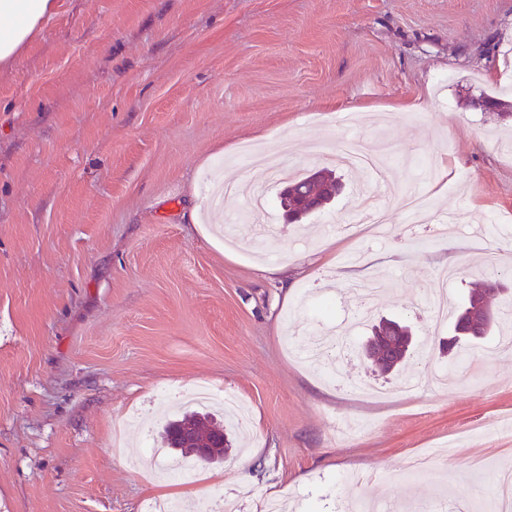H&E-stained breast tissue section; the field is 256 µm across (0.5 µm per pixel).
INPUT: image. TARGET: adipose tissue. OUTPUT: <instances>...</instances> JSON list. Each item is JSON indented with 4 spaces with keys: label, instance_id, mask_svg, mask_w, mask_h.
<instances>
[{
    "label": "adipose tissue",
    "instance_id": "adipose-tissue-1",
    "mask_svg": "<svg viewBox=\"0 0 512 512\" xmlns=\"http://www.w3.org/2000/svg\"><path fill=\"white\" fill-rule=\"evenodd\" d=\"M59 8L60 0H0V66L13 63Z\"/></svg>",
    "mask_w": 512,
    "mask_h": 512
}]
</instances>
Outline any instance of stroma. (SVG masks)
<instances>
[{
    "mask_svg": "<svg viewBox=\"0 0 512 512\" xmlns=\"http://www.w3.org/2000/svg\"><path fill=\"white\" fill-rule=\"evenodd\" d=\"M489 95L512 107V0H63L0 69V512L197 497L260 512L273 483L290 512H345L353 497L468 512L512 467L498 430L512 354L460 360L448 329L427 338L423 303L451 265L452 304L488 277L512 289V115L487 110ZM346 135L390 146V185L427 196L430 221L390 207L392 236L337 238L328 263L323 238L363 215L371 177L335 168L336 202L290 224L281 185L246 207L240 152L264 145L303 176L331 167L315 148ZM346 264L384 285L373 318L431 340L418 368L447 370L446 388L406 393L388 374L387 398L357 396L350 383L374 375L366 326L340 385L289 355L286 336L303 345L354 316ZM203 383L241 398L250 426L196 483L153 476L178 460L159 435L164 397ZM445 440V489L407 476Z\"/></svg>",
    "mask_w": 512,
    "mask_h": 512,
    "instance_id": "35a3bbf8",
    "label": "stroma"
}]
</instances>
